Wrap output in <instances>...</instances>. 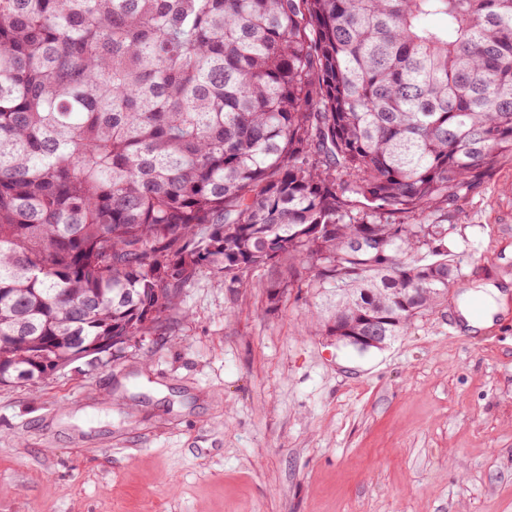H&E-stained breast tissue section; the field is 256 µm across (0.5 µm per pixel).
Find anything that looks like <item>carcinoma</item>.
<instances>
[{"instance_id":"carcinoma-1","label":"carcinoma","mask_w":512,"mask_h":512,"mask_svg":"<svg viewBox=\"0 0 512 512\" xmlns=\"http://www.w3.org/2000/svg\"><path fill=\"white\" fill-rule=\"evenodd\" d=\"M506 156L512 0H0V385L285 258L400 336Z\"/></svg>"}]
</instances>
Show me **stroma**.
<instances>
[{
  "label": "stroma",
  "instance_id": "stroma-1",
  "mask_svg": "<svg viewBox=\"0 0 512 512\" xmlns=\"http://www.w3.org/2000/svg\"><path fill=\"white\" fill-rule=\"evenodd\" d=\"M435 311L364 353L312 325L313 274L203 273L166 326L101 363L0 385V512H512V159L448 209ZM507 293L491 283L482 285L477 291H469L459 305L462 321L466 328L473 330L483 328L492 323L493 317L501 311L500 303L504 302ZM479 302L483 308V315L477 318L472 313V305Z\"/></svg>",
  "mask_w": 512,
  "mask_h": 512
}]
</instances>
